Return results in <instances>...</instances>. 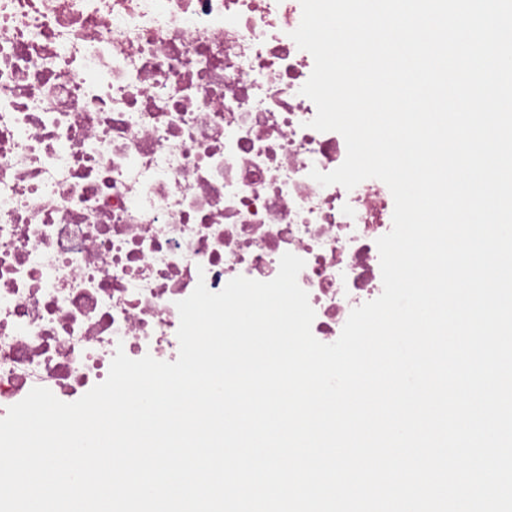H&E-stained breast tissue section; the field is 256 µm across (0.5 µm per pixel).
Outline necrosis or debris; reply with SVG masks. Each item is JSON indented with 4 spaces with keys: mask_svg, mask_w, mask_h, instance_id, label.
Returning a JSON list of instances; mask_svg holds the SVG:
<instances>
[{
    "mask_svg": "<svg viewBox=\"0 0 512 512\" xmlns=\"http://www.w3.org/2000/svg\"><path fill=\"white\" fill-rule=\"evenodd\" d=\"M300 0H0V418L78 400L117 351L175 361L197 283L272 280L284 253L335 342L383 291L394 200L321 186Z\"/></svg>",
    "mask_w": 512,
    "mask_h": 512,
    "instance_id": "1",
    "label": "necrosis or debris"
}]
</instances>
